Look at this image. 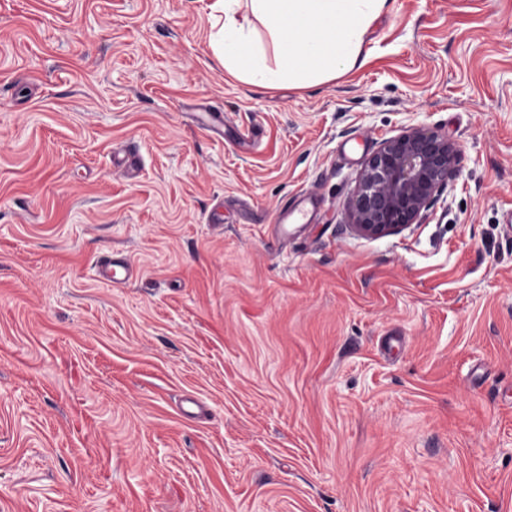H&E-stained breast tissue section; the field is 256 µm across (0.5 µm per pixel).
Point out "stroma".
Returning a JSON list of instances; mask_svg holds the SVG:
<instances>
[{
  "label": "stroma",
  "mask_w": 512,
  "mask_h": 512,
  "mask_svg": "<svg viewBox=\"0 0 512 512\" xmlns=\"http://www.w3.org/2000/svg\"><path fill=\"white\" fill-rule=\"evenodd\" d=\"M210 2L0 0V512H512V0H396L305 90L226 74ZM416 125L458 177L356 234ZM459 149L423 126L384 140L365 161L349 202L351 228L365 236L417 223L458 176ZM306 217L304 208L289 206L288 202L282 206L274 216L273 224L277 228V234L283 240H288L291 234V227L294 224H302ZM133 267L125 260L104 259L101 264V277L112 284L121 283L133 273Z\"/></svg>",
  "instance_id": "obj_1"
}]
</instances>
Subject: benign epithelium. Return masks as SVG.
I'll use <instances>...</instances> for the list:
<instances>
[{
	"label": "benign epithelium",
	"instance_id": "7a95c632",
	"mask_svg": "<svg viewBox=\"0 0 512 512\" xmlns=\"http://www.w3.org/2000/svg\"><path fill=\"white\" fill-rule=\"evenodd\" d=\"M458 156L455 143L423 126L384 140L350 199L351 228L379 237L416 223L457 178Z\"/></svg>",
	"mask_w": 512,
	"mask_h": 512
}]
</instances>
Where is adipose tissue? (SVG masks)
I'll return each mask as SVG.
<instances>
[{
    "label": "adipose tissue",
    "instance_id": "ef3b65f1",
    "mask_svg": "<svg viewBox=\"0 0 512 512\" xmlns=\"http://www.w3.org/2000/svg\"><path fill=\"white\" fill-rule=\"evenodd\" d=\"M392 8L393 0H212L210 46L245 84L310 88L362 68L365 37ZM260 26L273 54L257 38Z\"/></svg>",
    "mask_w": 512,
    "mask_h": 512
}]
</instances>
